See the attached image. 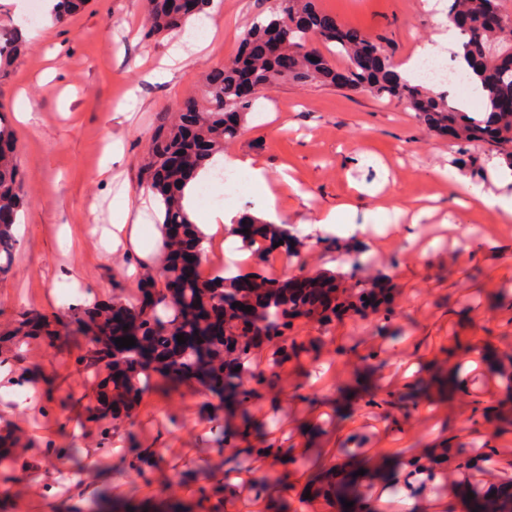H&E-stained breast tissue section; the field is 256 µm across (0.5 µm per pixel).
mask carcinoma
Here are the masks:
<instances>
[{
  "label": "carcinoma",
  "mask_w": 512,
  "mask_h": 512,
  "mask_svg": "<svg viewBox=\"0 0 512 512\" xmlns=\"http://www.w3.org/2000/svg\"><path fill=\"white\" fill-rule=\"evenodd\" d=\"M85 4L86 0H58L55 17L61 20L76 14ZM491 4L501 9L504 18V26L499 29H486L479 24L480 16ZM460 13L466 14L470 25L459 27L460 43L454 58H461L468 65V69L459 70L464 79L480 83L484 112L478 116L460 109L446 94L433 95L424 84L399 77L388 57L371 68L358 65L363 32L323 13L316 0H274L268 18L253 22L244 33L237 55L209 74L203 102L179 113L150 138L142 169L143 185L160 199L165 229L178 226L184 235L182 239L170 233L163 236L161 254L182 245L200 249L201 232L183 207V190L189 182L184 166L196 172L204 169L215 155L224 152V144L243 133L253 100L238 98L242 74L256 75L263 88L282 79L275 60L263 52V46L268 44H279L298 55L299 66L290 79L301 84L339 81L351 90L368 91L380 99H400L418 113L422 122L447 133L459 147L486 141L497 144L512 167V68H497L499 56L512 54V13L502 9L498 0H448V19H455ZM190 19L181 13L180 0H147L144 33L149 37L179 30ZM315 37L348 59L344 71H337L312 47ZM20 47L21 40L14 34L0 42V73L8 71ZM312 56L316 60H310ZM25 186L26 175L17 157L0 155V274L8 273L13 264L17 246L14 226ZM244 228L248 232H242ZM234 233L246 250L258 240L270 246L281 241V249L289 254L296 249L287 229L251 217L235 225ZM171 280L183 282L175 294L166 288ZM249 282L255 288L269 289L272 299L252 322L233 316L232 304L243 302L239 288L244 279L221 277L217 270L211 278L203 279L194 267L181 270L165 262L160 270L144 273L137 307L114 300L75 313L74 332L87 341L78 363L85 371L102 365L110 370V375L97 384L98 404L110 409L115 420L126 417L138 405L144 387L154 376L164 382H193L222 396L226 388L233 386L231 380L224 379V336L243 337L239 363L245 364L248 344L244 337L259 331L284 336L291 327V317L303 309L302 297L292 289L338 288L336 273L330 270L299 282L257 273L250 276ZM8 335L51 340L58 336L57 320L25 314ZM179 335L186 343H178ZM126 336L135 338L136 345L118 347L115 339Z\"/></svg>",
  "instance_id": "carcinoma-1"
}]
</instances>
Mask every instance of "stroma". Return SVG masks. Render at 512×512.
<instances>
[{
    "label": "stroma",
    "mask_w": 512,
    "mask_h": 512,
    "mask_svg": "<svg viewBox=\"0 0 512 512\" xmlns=\"http://www.w3.org/2000/svg\"><path fill=\"white\" fill-rule=\"evenodd\" d=\"M339 23L381 38L395 64L447 31L444 10L428 0H318ZM270 0H218L211 43L151 79L172 42L145 38L144 0H89L81 12L30 22L27 44L0 78V112L13 123L19 162L27 174L19 246L0 275V362L10 381L33 386V404L0 396V424L23 435L25 449L0 459V512H85L90 500L129 501L152 512L169 498L208 512L202 488L269 454L254 492L265 512H373L393 500L396 512H467L471 498L512 478V231L476 236L489 213L456 202L446 170L483 192L499 185L498 148L476 143L459 151L429 131L406 105L322 83L283 81L259 92L245 130L224 148L245 152L275 181L286 224L304 241L288 256V274L336 271L346 284L386 277L396 288L392 317L350 315L327 325L299 321L300 351L288 365L282 392L261 389L246 413L225 410L200 388L151 382L129 419L91 418L96 378L77 358L86 347L69 322L73 305L61 295L75 286L96 299L135 304L123 270L136 253L102 257L98 239L112 224L120 185L141 188V167L154 130L185 97L201 95L210 71L236 54L246 28L268 15ZM31 104L16 119L17 96ZM124 156L101 171L108 146ZM288 169L293 193L278 181ZM355 198L359 211L417 200L432 207L419 224L381 238L372 228L331 235L308 230L313 214ZM56 317L54 340L12 335L22 315ZM455 375L450 390L439 379ZM364 435L366 445L352 438ZM238 456L220 453L222 443ZM436 448L451 452L432 480L411 477L409 463ZM150 451L143 472L128 469ZM492 453L483 470L460 458ZM329 497L304 501L306 487Z\"/></svg>",
    "instance_id": "obj_1"
}]
</instances>
